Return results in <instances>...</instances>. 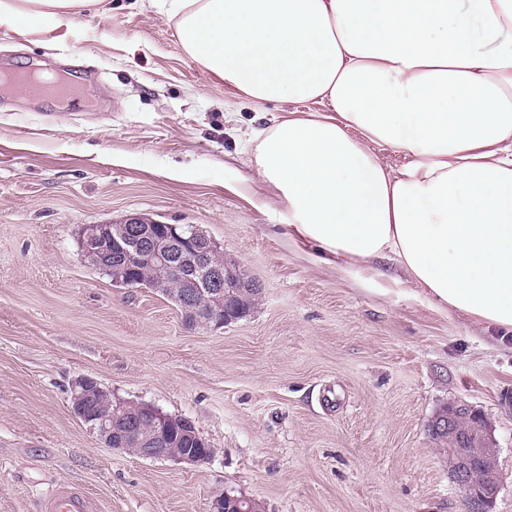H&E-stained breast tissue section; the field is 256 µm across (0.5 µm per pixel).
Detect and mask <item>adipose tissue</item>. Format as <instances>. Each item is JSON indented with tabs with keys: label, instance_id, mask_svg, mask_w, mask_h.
<instances>
[{
	"label": "adipose tissue",
	"instance_id": "ef3b65f1",
	"mask_svg": "<svg viewBox=\"0 0 512 512\" xmlns=\"http://www.w3.org/2000/svg\"><path fill=\"white\" fill-rule=\"evenodd\" d=\"M97 0H0L64 44ZM180 48L251 101L256 181L322 262L387 260L438 309L512 334V0H155ZM401 158L383 163L378 150Z\"/></svg>",
	"mask_w": 512,
	"mask_h": 512
}]
</instances>
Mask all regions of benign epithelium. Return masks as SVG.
Returning <instances> with one entry per match:
<instances>
[{
  "label": "benign epithelium",
  "instance_id": "7a95c632",
  "mask_svg": "<svg viewBox=\"0 0 512 512\" xmlns=\"http://www.w3.org/2000/svg\"><path fill=\"white\" fill-rule=\"evenodd\" d=\"M109 243L112 259L120 262L128 272L127 284H140V267L147 265L156 272L154 284L161 287L171 279L189 284L180 295L184 315L191 325L222 328L243 317L230 305L231 287L235 277V263L225 259L220 245L198 227L186 230L182 224L132 217L117 227L110 224H90L84 228L82 257L93 263L104 261L100 245ZM103 391L99 383L86 376L74 380L71 388V409L74 415L100 440L114 449H136L138 456L154 460L174 459L188 465L207 463L213 450L187 417L166 414L148 403L129 411L122 403L102 414L87 408V399ZM149 431L141 433V426ZM448 433V472L467 505V512H489L498 492L500 479L493 473L478 484L473 483L476 472L496 462L497 448L490 427L483 415L458 402H450L434 414L429 433L436 436ZM192 435L200 445L179 452L173 450L177 439ZM249 499L243 496L220 494L211 503L210 512H246Z\"/></svg>",
  "mask_w": 512,
  "mask_h": 512
}]
</instances>
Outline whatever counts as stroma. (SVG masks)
<instances>
[{
	"label": "stroma",
	"mask_w": 512,
	"mask_h": 512,
	"mask_svg": "<svg viewBox=\"0 0 512 512\" xmlns=\"http://www.w3.org/2000/svg\"><path fill=\"white\" fill-rule=\"evenodd\" d=\"M19 69L78 93L0 92V512H40L62 485L101 512H209L225 492L264 512H465L428 431L451 401L488 421L491 512H512V337L317 261L255 183L252 129L319 104L215 83L152 0H104L60 46L1 29L0 72ZM135 215L206 231L259 283L254 310L191 327L82 260L84 225ZM80 376L190 418L211 460L109 448L71 410Z\"/></svg>",
	"instance_id": "1"
}]
</instances>
